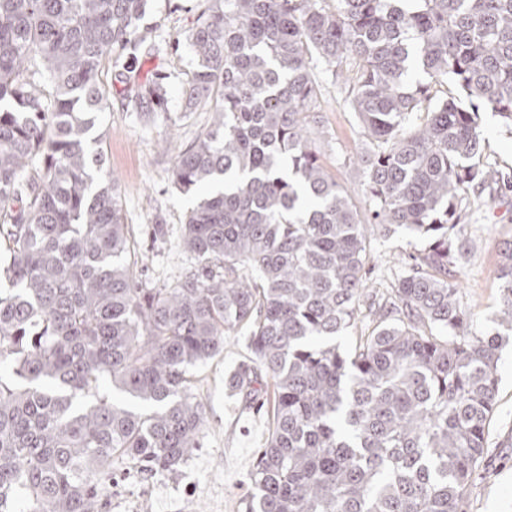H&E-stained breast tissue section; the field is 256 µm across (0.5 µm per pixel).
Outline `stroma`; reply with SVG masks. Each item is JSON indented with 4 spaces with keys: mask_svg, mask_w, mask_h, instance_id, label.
I'll list each match as a JSON object with an SVG mask.
<instances>
[{
    "mask_svg": "<svg viewBox=\"0 0 512 512\" xmlns=\"http://www.w3.org/2000/svg\"><path fill=\"white\" fill-rule=\"evenodd\" d=\"M201 11V0H147L140 31L153 45L151 53L113 59L102 75L111 96L103 114L107 131L106 167L117 179L131 235L143 254V274L161 281L186 263L181 226L195 197L171 182L175 147L193 141L210 118L209 112H187L184 90L197 66L188 34ZM160 78L165 90L162 110L139 112L133 95L137 84ZM318 107L324 137L317 147L337 181L358 188L353 161L366 148L362 128L336 91L331 76H323ZM484 158L499 172L512 175V134L492 112L480 114ZM465 218L464 233L471 252L460 270L464 299L475 313L474 329L494 327L498 309V261L501 246L512 241V188L484 187ZM166 228L164 237L150 235L153 225ZM424 241L399 232L375 234L368 285L390 287ZM245 331L229 334L224 351L193 368L196 391L206 407L202 446L174 473L143 476L125 465H114L112 498L105 512H244L248 475L255 452L271 426L265 412L238 394H228L225 382L240 364L249 362ZM498 399L487 431L485 475L471 491L469 512H512V343L498 362Z\"/></svg>",
    "mask_w": 512,
    "mask_h": 512,
    "instance_id": "35a3bbf8",
    "label": "stroma"
}]
</instances>
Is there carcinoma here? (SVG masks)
Instances as JSON below:
<instances>
[{"label":"carcinoma","instance_id":"carcinoma-1","mask_svg":"<svg viewBox=\"0 0 512 512\" xmlns=\"http://www.w3.org/2000/svg\"><path fill=\"white\" fill-rule=\"evenodd\" d=\"M415 2L202 0L185 110L218 106L172 181L208 192L182 224L189 265L159 285L137 271L101 125L112 49H152L146 0H0V512H98L116 462L177 471L206 418L189 368L243 327L253 357L230 381L272 418L245 512H467L512 242L493 331H473L456 267L470 190L499 181L479 109L512 132V0ZM318 69L348 76L358 201L316 146ZM136 101L155 111L161 85ZM369 224L428 245L349 352Z\"/></svg>","mask_w":512,"mask_h":512}]
</instances>
